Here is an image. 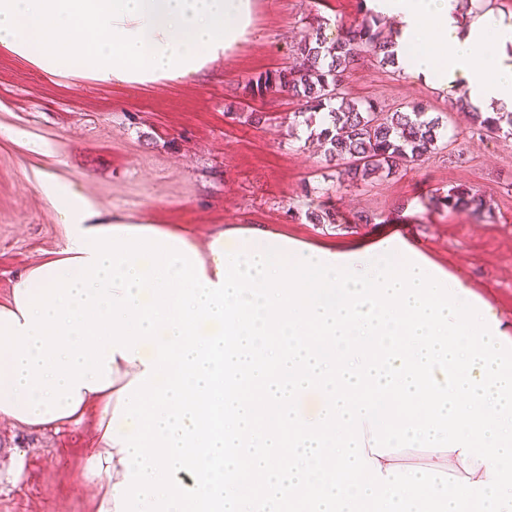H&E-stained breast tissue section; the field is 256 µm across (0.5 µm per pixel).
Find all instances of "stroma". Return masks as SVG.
<instances>
[{
  "mask_svg": "<svg viewBox=\"0 0 512 512\" xmlns=\"http://www.w3.org/2000/svg\"><path fill=\"white\" fill-rule=\"evenodd\" d=\"M363 0H255L253 33L200 73L146 83L96 78L80 62L50 72L0 45V301L20 274L61 248L54 201L37 190L47 173L104 214L181 227L197 242L228 224L339 247L399 234L512 325V137H488L456 102L397 67L361 59L344 82L348 97L385 111L427 104L450 140L406 170L340 187L290 95L244 97L259 72L291 62L312 18L328 38L364 15ZM241 94L251 124L226 111ZM477 191L481 217L449 209V189ZM324 200L332 224L309 209ZM96 410L59 431H26L0 421V512H96L86 479L96 444Z\"/></svg>",
  "mask_w": 512,
  "mask_h": 512,
  "instance_id": "obj_1",
  "label": "stroma"
}]
</instances>
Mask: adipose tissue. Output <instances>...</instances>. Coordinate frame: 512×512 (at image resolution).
Wrapping results in <instances>:
<instances>
[{
    "instance_id": "adipose-tissue-1",
    "label": "adipose tissue",
    "mask_w": 512,
    "mask_h": 512,
    "mask_svg": "<svg viewBox=\"0 0 512 512\" xmlns=\"http://www.w3.org/2000/svg\"><path fill=\"white\" fill-rule=\"evenodd\" d=\"M398 66L512 112V18L458 0H365ZM254 0H0V44L101 79L199 72L252 32ZM62 247L0 303V419L99 407L98 512H512V335L396 234L347 249L229 227L206 245L52 178ZM319 395L316 412L303 399ZM423 448L454 484L403 459Z\"/></svg>"
}]
</instances>
